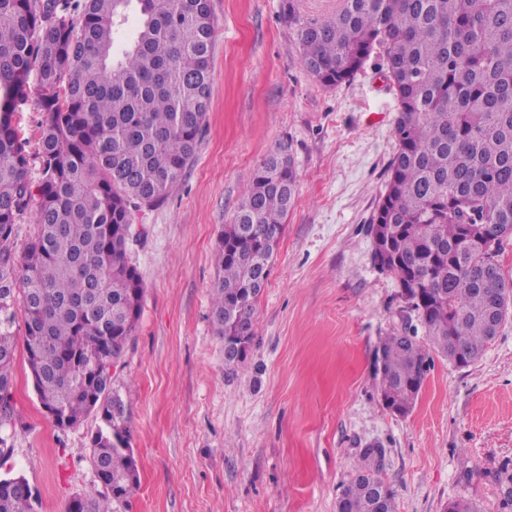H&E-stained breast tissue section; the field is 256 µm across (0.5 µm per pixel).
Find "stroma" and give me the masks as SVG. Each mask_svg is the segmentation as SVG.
<instances>
[{
	"label": "stroma",
	"mask_w": 512,
	"mask_h": 512,
	"mask_svg": "<svg viewBox=\"0 0 512 512\" xmlns=\"http://www.w3.org/2000/svg\"><path fill=\"white\" fill-rule=\"evenodd\" d=\"M281 0H212L211 104L179 188L139 217L131 258L142 318L112 388L127 405L140 487L118 512H336L366 445L397 512L465 499L512 512V315L481 358L432 354L406 416L383 405L381 338L425 333L396 282L372 261L369 217L395 149L397 102L370 59L326 88L303 67ZM285 143L298 189L254 337L235 370L210 318L219 229L255 165ZM20 426L0 476L23 475L37 512H66L97 490L87 462L100 424L60 430L24 355L13 367Z\"/></svg>",
	"instance_id": "1"
}]
</instances>
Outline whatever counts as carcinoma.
Masks as SVG:
<instances>
[{
	"label": "carcinoma",
	"instance_id": "1",
	"mask_svg": "<svg viewBox=\"0 0 512 512\" xmlns=\"http://www.w3.org/2000/svg\"><path fill=\"white\" fill-rule=\"evenodd\" d=\"M300 60L322 86L371 56L397 102L396 148L368 224L378 270L392 276L428 345L465 368L507 320L512 279V0H343L322 21L281 0ZM212 0H0V456L18 422L13 364L22 338L40 404L59 428L96 414L89 464L104 490L73 512H115L138 489L128 415L112 360L136 335L145 286L127 235L142 205L163 204L196 154L210 105ZM34 79L43 120L29 141L16 108ZM283 144L261 159L217 239L211 321L224 343L254 336L297 191ZM33 210L34 235L16 248ZM385 406L406 415L428 371L408 332L380 341ZM382 449L363 450L337 501L343 512H396ZM27 479L0 476V512H36Z\"/></svg>",
	"mask_w": 512,
	"mask_h": 512
}]
</instances>
